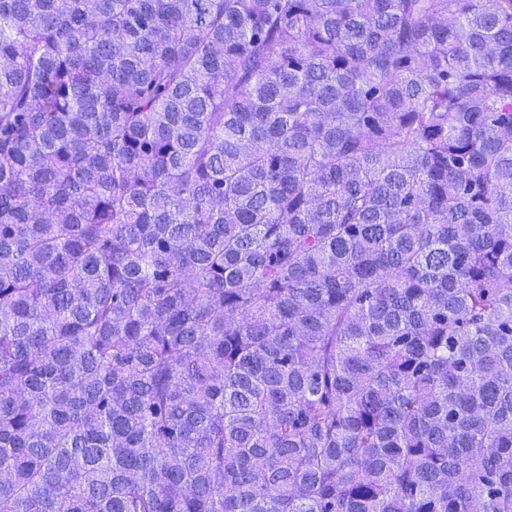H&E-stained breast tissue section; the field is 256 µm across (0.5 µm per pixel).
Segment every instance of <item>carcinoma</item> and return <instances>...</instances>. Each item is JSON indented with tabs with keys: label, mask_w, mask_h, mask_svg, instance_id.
<instances>
[{
	"label": "carcinoma",
	"mask_w": 512,
	"mask_h": 512,
	"mask_svg": "<svg viewBox=\"0 0 512 512\" xmlns=\"http://www.w3.org/2000/svg\"><path fill=\"white\" fill-rule=\"evenodd\" d=\"M0 512H512V0H0Z\"/></svg>",
	"instance_id": "obj_1"
}]
</instances>
